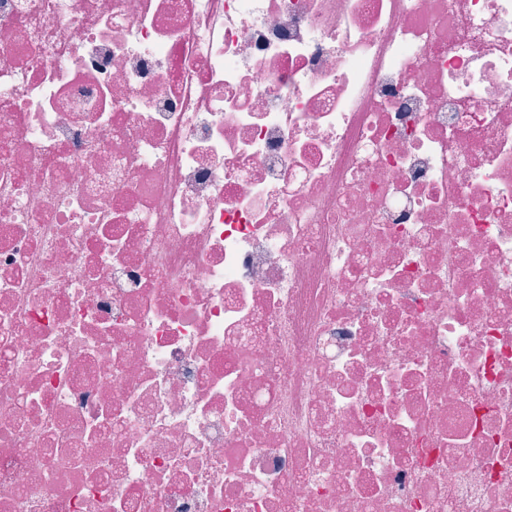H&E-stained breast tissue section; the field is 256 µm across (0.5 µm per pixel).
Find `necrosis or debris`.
I'll return each instance as SVG.
<instances>
[{"instance_id": "4bbe7bcc", "label": "necrosis or debris", "mask_w": 512, "mask_h": 512, "mask_svg": "<svg viewBox=\"0 0 512 512\" xmlns=\"http://www.w3.org/2000/svg\"><path fill=\"white\" fill-rule=\"evenodd\" d=\"M0 512H512V0H0Z\"/></svg>"}]
</instances>
